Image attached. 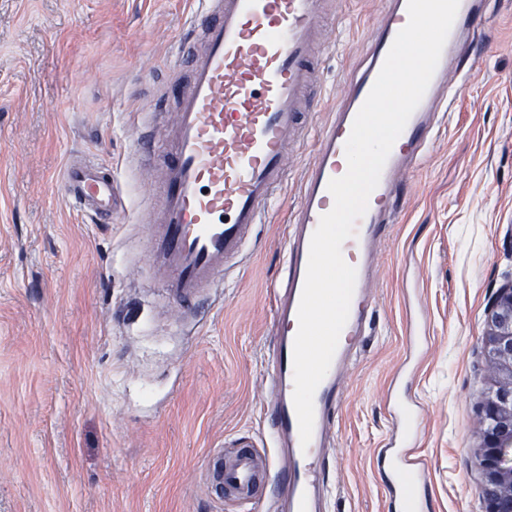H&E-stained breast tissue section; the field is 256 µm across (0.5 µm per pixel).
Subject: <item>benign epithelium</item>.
Here are the masks:
<instances>
[{
    "label": "benign epithelium",
    "mask_w": 512,
    "mask_h": 512,
    "mask_svg": "<svg viewBox=\"0 0 512 512\" xmlns=\"http://www.w3.org/2000/svg\"><path fill=\"white\" fill-rule=\"evenodd\" d=\"M482 344L490 375L479 405L480 486L487 512H512V282L489 300Z\"/></svg>",
    "instance_id": "1"
}]
</instances>
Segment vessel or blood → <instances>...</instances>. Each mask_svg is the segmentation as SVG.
<instances>
[{
	"instance_id": "1",
	"label": "vessel or blood",
	"mask_w": 512,
	"mask_h": 512,
	"mask_svg": "<svg viewBox=\"0 0 512 512\" xmlns=\"http://www.w3.org/2000/svg\"><path fill=\"white\" fill-rule=\"evenodd\" d=\"M200 11L179 41L178 57L191 69L188 83L172 86L178 106L155 147L150 131L158 107L143 113L136 149L158 156L163 197L143 212L151 231L150 257L166 275L169 293L193 312L203 292L223 285L229 267L244 259L259 224L286 181L283 155L303 131L304 117L325 104L311 53L325 0H198ZM365 60L346 96L322 127L313 163L286 230L285 281L274 295L275 343L269 372L274 397L263 410L268 439L233 441L213 475L225 506L261 504L262 512H323L325 459L345 371L368 335L375 306V244L383 225L398 223V176L425 164L427 147L452 111L458 89L449 73L477 67L485 45L487 0H460L430 84L396 140L342 256L356 270L348 320L330 368L314 394V427L301 446L293 404V347L297 312L320 217L331 210V179L347 171L345 143L397 33L407 24V0H383ZM68 201L111 218L117 188L111 171L95 163L68 165ZM396 429L379 462L388 466L387 489L395 512H410L411 483L426 476L405 406L393 412Z\"/></svg>"
}]
</instances>
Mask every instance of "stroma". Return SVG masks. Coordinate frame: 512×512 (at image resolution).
Here are the masks:
<instances>
[{"mask_svg": "<svg viewBox=\"0 0 512 512\" xmlns=\"http://www.w3.org/2000/svg\"><path fill=\"white\" fill-rule=\"evenodd\" d=\"M195 0H0V512H225L204 486L227 440L263 435L270 290L314 153L302 137L258 244L197 332L147 259L138 220L158 205L134 123L184 82L177 37ZM379 0H341L316 54L323 125L364 60ZM487 54L462 80L400 223L376 244L375 316L345 374L326 512H390L375 452L390 392L421 410L422 512H486L475 450L492 293L512 282V0H493ZM166 119L176 102L164 96ZM115 171L112 220L78 211L60 177Z\"/></svg>", "mask_w": 512, "mask_h": 512, "instance_id": "1", "label": "stroma"}]
</instances>
